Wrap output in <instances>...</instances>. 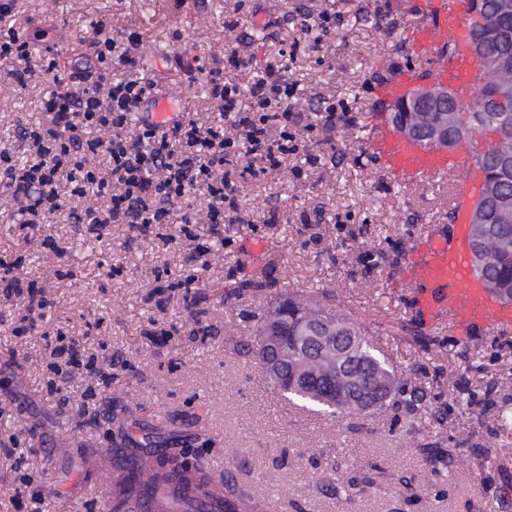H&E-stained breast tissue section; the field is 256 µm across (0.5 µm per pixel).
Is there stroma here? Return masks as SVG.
<instances>
[{
  "label": "stroma",
  "mask_w": 512,
  "mask_h": 512,
  "mask_svg": "<svg viewBox=\"0 0 512 512\" xmlns=\"http://www.w3.org/2000/svg\"><path fill=\"white\" fill-rule=\"evenodd\" d=\"M403 2L218 0L192 19L177 16L175 0H13L0 29L40 50L61 42L79 58L99 23L115 37L141 33L144 52L127 76L184 81V117L204 126L214 117L205 70L246 51L250 74L271 67L295 84L298 151L237 183L241 219L220 243L206 224H112L96 237L66 208L39 232L0 185V260L23 258L22 277L37 280L47 301L29 333L12 335L27 301L7 297L0 281V512H107L119 487L100 480L94 460L159 448L225 469L235 492L275 512H512V432L498 421L512 397V329L462 336L448 322H425L405 276L416 243L447 229L457 176L405 184L365 141L375 72L428 60L413 41L425 15ZM48 13L51 29L35 30ZM322 15L329 29L315 25ZM228 17L236 29L225 28ZM12 70L0 63V148L21 158L18 127L41 120L45 95L72 70L57 66L24 88ZM45 233L58 251L42 247ZM252 279L263 291L246 288ZM291 294L349 318L424 393L425 408L334 418L277 393L248 347L256 315ZM46 332L111 363V378L86 372L50 391ZM22 473L38 501L15 502ZM333 477L343 493L326 490Z\"/></svg>",
  "instance_id": "1"
}]
</instances>
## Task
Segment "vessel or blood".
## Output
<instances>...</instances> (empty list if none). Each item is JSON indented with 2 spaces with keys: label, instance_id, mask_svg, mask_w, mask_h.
Returning <instances> with one entry per match:
<instances>
[{
  "label": "vessel or blood",
  "instance_id": "b4317fda",
  "mask_svg": "<svg viewBox=\"0 0 512 512\" xmlns=\"http://www.w3.org/2000/svg\"><path fill=\"white\" fill-rule=\"evenodd\" d=\"M426 22L414 34L430 51L428 65L396 71L379 88L376 117L366 141L376 157L403 182L415 183L454 172L459 179L449 204L456 215L453 233L432 235L418 242L407 276L416 288L417 307L427 321L445 320L465 334L475 326L512 327V304L497 302L475 274L469 248V217L475 198L471 174L478 167L479 152H440L412 144L386 122L384 113L408 86L422 80L448 84L458 101L469 102L479 79L467 46V16L460 0H427ZM186 101L183 83L166 84L160 96L146 100L134 114L136 126L172 127L181 119Z\"/></svg>",
  "mask_w": 512,
  "mask_h": 512
}]
</instances>
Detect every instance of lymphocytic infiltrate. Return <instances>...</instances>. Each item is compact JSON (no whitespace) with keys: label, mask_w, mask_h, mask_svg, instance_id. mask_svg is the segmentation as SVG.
<instances>
[{"label":"lymphocytic infiltrate","mask_w":512,"mask_h":512,"mask_svg":"<svg viewBox=\"0 0 512 512\" xmlns=\"http://www.w3.org/2000/svg\"><path fill=\"white\" fill-rule=\"evenodd\" d=\"M140 36L124 40L94 37L90 47L98 63L130 67L136 63ZM35 49L14 30L0 33V62L15 63L19 85L32 73ZM224 69V68H223ZM222 68L207 73L209 97L220 123L207 127L178 122L168 131L151 127L129 135L127 128L138 106L157 92L155 81L82 74L75 86L53 91L43 103L46 119L38 126L19 127L17 135L30 152L18 164L12 151L0 150V178L11 189L28 227L49 223L63 207L60 177L72 185V216L89 232L110 224L141 230L155 224L194 223L180 204L191 191L204 189L205 221L214 237L221 224L240 212L237 180L280 167L295 149L288 132L294 90L274 69L242 86L225 81ZM248 106H241L242 97ZM232 134H225V127ZM105 157L106 169L95 160ZM248 165H241V158ZM95 189L102 205L86 200Z\"/></svg>","instance_id":"1"}]
</instances>
